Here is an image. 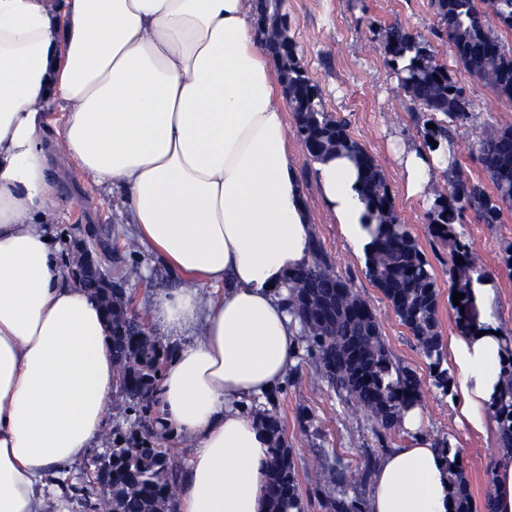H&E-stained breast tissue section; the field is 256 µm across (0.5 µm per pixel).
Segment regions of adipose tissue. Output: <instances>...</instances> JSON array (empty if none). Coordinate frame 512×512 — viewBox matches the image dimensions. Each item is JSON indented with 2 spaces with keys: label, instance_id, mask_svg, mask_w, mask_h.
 <instances>
[{
  "label": "adipose tissue",
  "instance_id": "obj_1",
  "mask_svg": "<svg viewBox=\"0 0 512 512\" xmlns=\"http://www.w3.org/2000/svg\"><path fill=\"white\" fill-rule=\"evenodd\" d=\"M255 0H0V512H43L49 472L84 458L117 388L111 333L63 266L44 115L57 151L117 191L138 242L180 284L152 301L153 329L181 337L160 383V421L192 453L178 512H266L269 442L243 406L295 364L283 303L314 226L288 151L283 90L255 29ZM407 187L448 173L408 151ZM323 206L365 258L358 171L315 164ZM223 286L219 296L211 287ZM483 329L451 337L460 412L482 428L499 380L490 282ZM373 470L368 512H453L446 461L422 434Z\"/></svg>",
  "mask_w": 512,
  "mask_h": 512
}]
</instances>
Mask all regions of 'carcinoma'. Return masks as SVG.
<instances>
[{
	"instance_id": "cac0c4a2",
	"label": "carcinoma",
	"mask_w": 512,
	"mask_h": 512,
	"mask_svg": "<svg viewBox=\"0 0 512 512\" xmlns=\"http://www.w3.org/2000/svg\"><path fill=\"white\" fill-rule=\"evenodd\" d=\"M484 4L479 8L478 4ZM438 19L436 36L453 48L456 62L493 88L498 97L512 102V50L505 49L488 24L493 15L512 30V0H431ZM282 29L268 46L288 79V109L295 132L311 161L346 155L357 166L360 194L366 203L364 224L372 240L365 272L390 303L396 317L416 341L427 360L434 386L446 395L454 377L443 367L444 338L438 315V289L431 265L409 225L399 216L386 175L376 160L325 108L321 89L301 65L297 45ZM386 49L399 85L412 104L433 115L424 127L423 144L431 152L445 146L453 152L451 170L458 168L452 130L469 119L470 102L449 69L435 60L430 43L401 26L385 30ZM442 118H436V115ZM434 142H429V139ZM478 160L486 181L457 178L448 193L434 194L427 212L431 237L451 247L448 270L452 291L469 295L472 275L480 274L479 257L457 236L454 225L466 213L481 224H499L512 209V128H484L475 134ZM464 260L458 264V260ZM141 279L137 265L101 287L88 275L84 288L99 298L112 326V362L119 388L129 408L145 418L158 411L157 392L168 348L151 339L145 322L131 313L132 297L124 285ZM285 303L300 325L299 340L319 365L320 379L338 400L370 418L375 428L390 431L404 410L420 402V378L408 365L393 361L376 313L336 270L319 241L311 260L295 269L287 281ZM501 388L488 412L497 425L499 447L512 448V336L502 337ZM270 440L267 461L268 512H303L298 473L288 436L278 416L256 413ZM446 459L448 484L455 512H474L473 494L466 469L459 463L460 449L439 441ZM112 498H97L94 512H177L174 487L179 470L170 449L159 442L157 431L139 425L129 431L122 446L112 449ZM313 467L331 492L322 501L325 512H363V503L351 499L347 489L367 482L372 462L352 472L317 456Z\"/></svg>"
}]
</instances>
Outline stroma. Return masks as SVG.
I'll return each mask as SVG.
<instances>
[{
	"mask_svg": "<svg viewBox=\"0 0 512 512\" xmlns=\"http://www.w3.org/2000/svg\"><path fill=\"white\" fill-rule=\"evenodd\" d=\"M303 66L323 92L325 106L335 118L345 120L350 135L360 142L383 169L397 211L408 224L420 247L428 256L437 279L438 310L443 337L458 335L463 326L479 322L477 301L454 305L448 282L452 264L448 245L436 242L429 234L426 212L429 200L408 195L404 175V152L423 150L422 131L429 115L414 110L399 86L385 50V30L399 24L429 40L438 61L447 63L453 79L464 88L470 100L467 127L454 132L459 145L462 176L482 178V167L470 143L473 131L485 127L512 126V103L500 100L493 89L455 62L448 43L436 39L437 26L431 0H284ZM288 146L297 168L305 203L314 224L315 236L333 261L337 273L350 283L374 309L382 335L396 363L411 366L422 381L421 407L428 419L427 435L450 442L464 458L476 506H483L490 484L489 465L496 458L497 427L486 419L484 430L459 422L454 395L442 394L430 377L408 330L395 316L383 294L369 280L365 266L345 244L334 219L324 209L318 193L316 171L296 135H289ZM51 167L60 179L57 228L68 238L73 226H91L107 232L109 243L119 252L112 258L113 273L129 265H139L140 281L128 284L134 296L133 307L141 317H149L151 299L172 283L169 271L144 247L126 225L119 195L82 176L69 161L52 156ZM461 240L471 244L483 258L482 273L496 290L495 316L503 330L512 331V272L502 264L512 248V210L503 214L501 223L457 225ZM294 378L284 381L272 398L257 400L256 406L275 413L282 421L298 473L305 512H323L326 494L315 470L309 464L314 452L323 451L329 460L348 470L366 460H380L388 449L401 446L409 438L398 428L377 438L366 417L352 414L339 404L333 392L316 373V364L306 350H299ZM138 417L120 394H113L106 414V436L95 439L89 456H102L113 448L112 433H128ZM85 461L61 467L47 481L55 494L64 486H86V495L65 500L66 512H90L89 502L98 491L87 487Z\"/></svg>",
	"mask_w": 512,
	"mask_h": 512,
	"instance_id": "stroma-1",
	"label": "stroma"
}]
</instances>
